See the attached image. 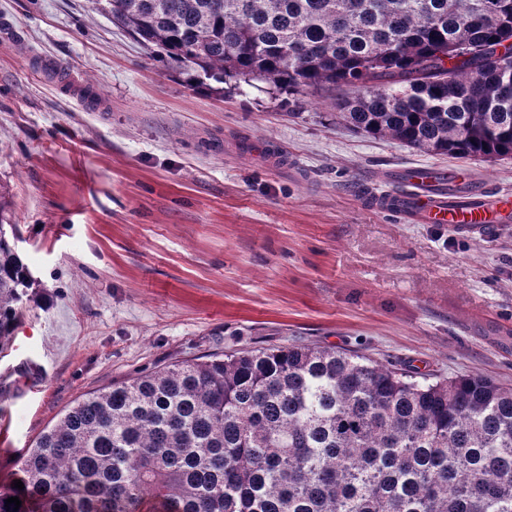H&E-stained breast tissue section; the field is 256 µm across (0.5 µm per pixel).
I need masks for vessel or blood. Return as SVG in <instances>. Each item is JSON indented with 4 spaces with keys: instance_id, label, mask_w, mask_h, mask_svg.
<instances>
[{
    "instance_id": "vessel-or-blood-1",
    "label": "vessel or blood",
    "mask_w": 512,
    "mask_h": 512,
    "mask_svg": "<svg viewBox=\"0 0 512 512\" xmlns=\"http://www.w3.org/2000/svg\"><path fill=\"white\" fill-rule=\"evenodd\" d=\"M461 175L447 181L419 169L404 181L374 195L377 209L398 215L409 224H448L457 233L491 238L512 222V191L461 188Z\"/></svg>"
}]
</instances>
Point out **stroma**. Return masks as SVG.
Segmentation results:
<instances>
[{
    "label": "stroma",
    "instance_id": "1",
    "mask_svg": "<svg viewBox=\"0 0 512 512\" xmlns=\"http://www.w3.org/2000/svg\"><path fill=\"white\" fill-rule=\"evenodd\" d=\"M456 159L353 132L329 93L189 87L95 0H0V189L35 282L0 353V492L75 401L211 354L336 347L512 387V226L492 238L368 206Z\"/></svg>",
    "mask_w": 512,
    "mask_h": 512
}]
</instances>
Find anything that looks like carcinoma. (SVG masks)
I'll use <instances>...</instances> for the list:
<instances>
[{"label":"carcinoma","instance_id":"1","mask_svg":"<svg viewBox=\"0 0 512 512\" xmlns=\"http://www.w3.org/2000/svg\"><path fill=\"white\" fill-rule=\"evenodd\" d=\"M198 87L261 79L353 131L512 157V0H106ZM0 195V353L33 287ZM18 512H512V387L336 348L215 355L86 394L19 457Z\"/></svg>","mask_w":512,"mask_h":512}]
</instances>
